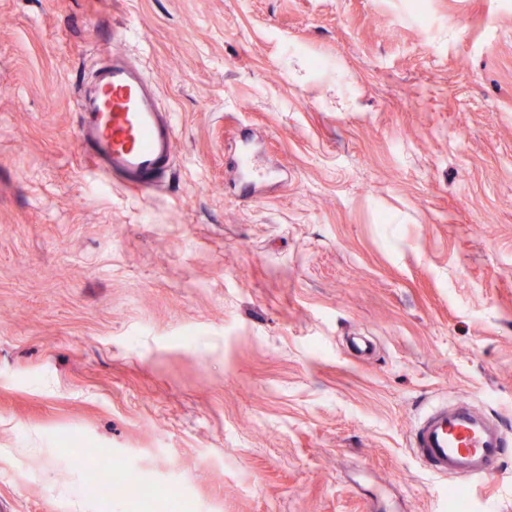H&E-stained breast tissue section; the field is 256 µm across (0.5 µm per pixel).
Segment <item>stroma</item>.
Instances as JSON below:
<instances>
[{
    "label": "stroma",
    "instance_id": "35a3bbf8",
    "mask_svg": "<svg viewBox=\"0 0 512 512\" xmlns=\"http://www.w3.org/2000/svg\"><path fill=\"white\" fill-rule=\"evenodd\" d=\"M110 42L149 197L76 139ZM446 400L512 430V0H0V512H512V449L463 508L413 456ZM78 102V143L89 162L141 196L163 184L176 156L172 114L144 69L110 45ZM231 163L232 168L248 183L254 180H264L268 175L258 166L253 152L249 149L240 150L232 158Z\"/></svg>",
    "mask_w": 512,
    "mask_h": 512
}]
</instances>
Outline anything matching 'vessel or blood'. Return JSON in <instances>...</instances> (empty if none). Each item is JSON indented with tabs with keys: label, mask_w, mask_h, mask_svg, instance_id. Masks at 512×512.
I'll use <instances>...</instances> for the list:
<instances>
[{
	"label": "vessel or blood",
	"mask_w": 512,
	"mask_h": 512,
	"mask_svg": "<svg viewBox=\"0 0 512 512\" xmlns=\"http://www.w3.org/2000/svg\"><path fill=\"white\" fill-rule=\"evenodd\" d=\"M77 106L82 115L77 139L89 162L138 195L157 191L173 167L176 129L144 69L110 48ZM232 167L249 183L266 177L248 149L233 157ZM511 441L500 421L455 402L427 410L412 429L410 446L426 472L470 487L498 474Z\"/></svg>",
	"instance_id": "vessel-or-blood-1"
}]
</instances>
